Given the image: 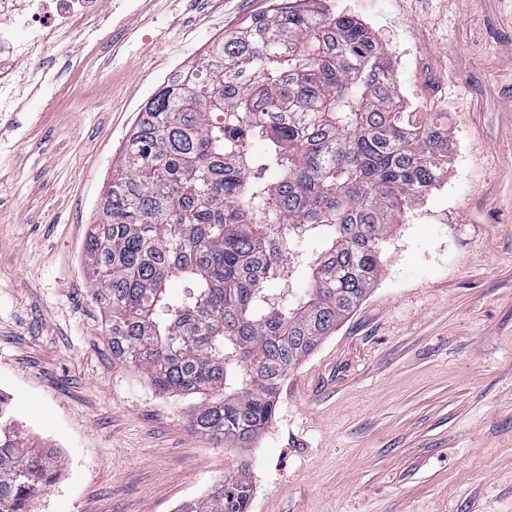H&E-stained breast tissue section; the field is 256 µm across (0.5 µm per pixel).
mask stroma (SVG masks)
<instances>
[{"instance_id": "35a3bbf8", "label": "stroma", "mask_w": 512, "mask_h": 512, "mask_svg": "<svg viewBox=\"0 0 512 512\" xmlns=\"http://www.w3.org/2000/svg\"><path fill=\"white\" fill-rule=\"evenodd\" d=\"M110 2L99 39L18 67L68 107L43 85L0 112V388L63 461L31 512H180L243 458L252 512H512V0H328L386 48L406 123L447 115L448 175L241 449L113 360L85 243L141 107L267 0Z\"/></svg>"}]
</instances>
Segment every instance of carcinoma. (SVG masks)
<instances>
[{
    "label": "carcinoma",
    "instance_id": "1",
    "mask_svg": "<svg viewBox=\"0 0 512 512\" xmlns=\"http://www.w3.org/2000/svg\"><path fill=\"white\" fill-rule=\"evenodd\" d=\"M270 2L141 108L86 246L112 358L200 395L189 428L226 448L255 442L288 375L379 280L380 241L451 146L440 115L403 121L369 27L320 0ZM48 458L0 412V512H28ZM249 472L180 512H251Z\"/></svg>",
    "mask_w": 512,
    "mask_h": 512
}]
</instances>
